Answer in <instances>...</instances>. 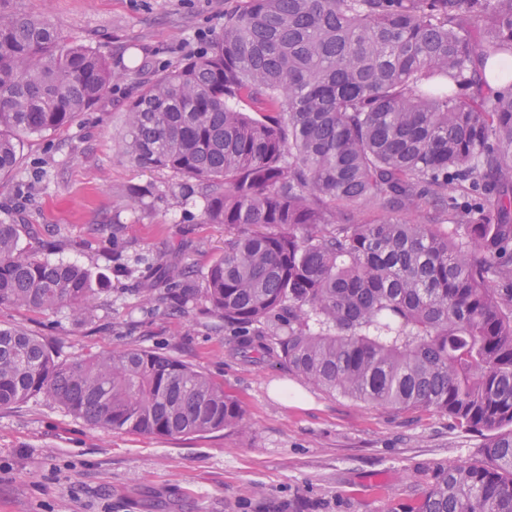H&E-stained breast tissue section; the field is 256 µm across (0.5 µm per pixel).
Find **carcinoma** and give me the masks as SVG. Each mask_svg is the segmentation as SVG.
Here are the masks:
<instances>
[{
    "mask_svg": "<svg viewBox=\"0 0 512 512\" xmlns=\"http://www.w3.org/2000/svg\"><path fill=\"white\" fill-rule=\"evenodd\" d=\"M6 2L0 180L22 136L63 127L114 81L96 49ZM508 57L512 0H246L125 112L122 154L194 183L203 223L224 225L201 290L162 260L145 303L199 296L244 347L322 390L485 435L481 459L439 468L409 512H512V93L482 92L488 63ZM364 202L461 224L337 221ZM23 234L38 239L0 220V306L83 321L91 271L22 248ZM37 396L140 435L244 427L223 384L179 359L141 348L62 364L0 328V409ZM399 215L410 224H431L434 229L442 232H447L458 224L453 212H440L431 207H428L424 213L416 210H405L401 211Z\"/></svg>",
    "mask_w": 512,
    "mask_h": 512,
    "instance_id": "carcinoma-1",
    "label": "carcinoma"
}]
</instances>
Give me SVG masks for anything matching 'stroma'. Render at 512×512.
Here are the masks:
<instances>
[{"label": "stroma", "mask_w": 512, "mask_h": 512, "mask_svg": "<svg viewBox=\"0 0 512 512\" xmlns=\"http://www.w3.org/2000/svg\"><path fill=\"white\" fill-rule=\"evenodd\" d=\"M244 0H9L95 48L118 78L67 126L20 143L0 182V219L33 224L44 255L107 276L85 323L66 309L0 306V326L53 345L58 361L146 348L223 382L245 408L234 429L152 437L90 425L52 400L0 409V512H405L439 466L478 457L484 438L435 411L362 405L243 350L198 308L151 309L139 291L155 263L175 259L201 286L224 250V227L200 221L201 201L168 170L133 166L116 149L125 108L163 70L207 46ZM141 186L152 195L132 201ZM124 227L121 262L112 227Z\"/></svg>", "instance_id": "35a3bbf8"}]
</instances>
